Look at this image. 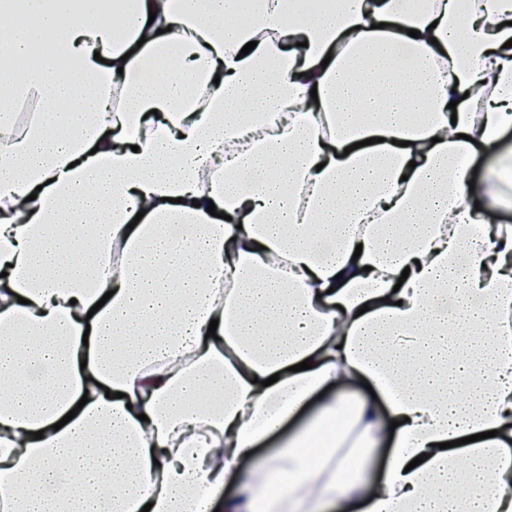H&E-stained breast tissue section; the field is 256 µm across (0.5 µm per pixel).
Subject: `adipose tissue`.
<instances>
[{"label": "adipose tissue", "instance_id": "ef3b65f1", "mask_svg": "<svg viewBox=\"0 0 512 512\" xmlns=\"http://www.w3.org/2000/svg\"><path fill=\"white\" fill-rule=\"evenodd\" d=\"M28 100L0 512H512V0H0ZM318 405L319 403L317 401L312 402L306 411L299 418L290 423L288 428L281 435L270 439L263 446H261V449L258 450L257 460L266 458L267 456L271 455L277 448H279L283 441L287 439L290 434L302 426L306 420L316 412Z\"/></svg>", "mask_w": 512, "mask_h": 512}]
</instances>
